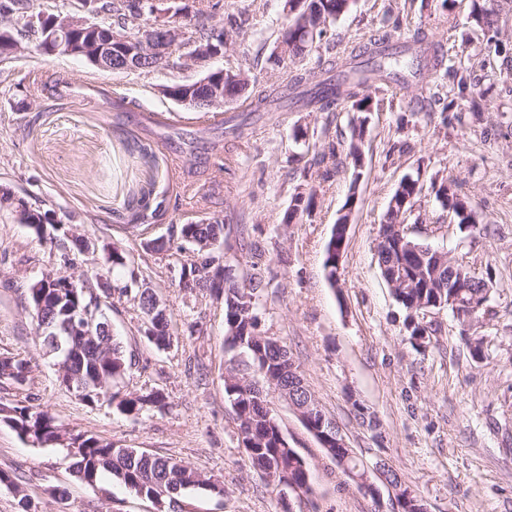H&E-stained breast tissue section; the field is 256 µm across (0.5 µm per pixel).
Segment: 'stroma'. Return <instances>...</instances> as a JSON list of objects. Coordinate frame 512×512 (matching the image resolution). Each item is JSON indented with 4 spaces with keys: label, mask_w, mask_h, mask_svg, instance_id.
Returning <instances> with one entry per match:
<instances>
[{
    "label": "stroma",
    "mask_w": 512,
    "mask_h": 512,
    "mask_svg": "<svg viewBox=\"0 0 512 512\" xmlns=\"http://www.w3.org/2000/svg\"><path fill=\"white\" fill-rule=\"evenodd\" d=\"M472 0H356L330 29L335 52L362 42L384 17L406 38L423 29L453 65L440 95L454 98L461 121L438 125L419 113L411 90L392 84L366 91L374 108L363 146V176L352 182L350 161L317 188L309 213L285 223L294 189L324 143L348 142L350 105L332 112L249 111L237 103L221 112H192L162 96L159 86L191 82L207 72L249 69L263 85H286L268 57L283 23L281 0H224L229 13L249 17L244 35L218 58L150 75L92 69L81 59L41 54L34 46L7 66L0 83V184L29 192L53 208L62 225H77L89 244L74 253V273L95 275L110 247L121 248L130 272L147 275L165 302L174 340L159 348L140 333L141 314L126 297H112V331L132 358L125 391H163L167 405L133 419L103 405L90 409L60 385L27 300V281L59 269V252L14 214L0 210V257H31L14 287H0V353L31 365L28 391L0 383V402L32 395L65 427L129 448L182 460L224 484L186 498L188 512H283L278 489L254 470L237 440L222 373L224 307L204 291L173 282L182 241L177 225L214 214L225 218L224 244L214 255L242 276L258 248L266 288L260 329L279 338L320 405L344 429L351 447L384 457L427 502L429 512H512V8L501 14L502 53L489 54L471 21ZM46 81L29 84L32 72ZM488 112L474 116L471 96ZM421 188L407 214L413 238L446 251L477 272L493 270V316L475 324L486 337L472 357L450 312L437 315L429 345L406 332L405 312L382 280L375 245L382 216L402 180ZM483 219L481 228L448 225L436 191L442 181ZM165 200L146 237L169 239L170 251L140 245L133 225L144 198ZM349 216L335 277L324 266L335 224ZM361 402L375 417L355 418ZM273 407L290 447L307 460L313 493L292 499L293 512H393L343 482L318 441L281 398ZM0 470L18 489L0 486V512H155L151 502L103 475L78 481L61 448H38L0 422Z\"/></svg>",
    "instance_id": "1"
}]
</instances>
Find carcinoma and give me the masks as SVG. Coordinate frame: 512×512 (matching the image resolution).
<instances>
[{
    "mask_svg": "<svg viewBox=\"0 0 512 512\" xmlns=\"http://www.w3.org/2000/svg\"><path fill=\"white\" fill-rule=\"evenodd\" d=\"M354 5V0H305L301 13L281 28L271 50L269 60L286 69L287 87L291 101L316 112H331L339 101H352L358 116L351 120V140L348 156L354 166H359L360 147L370 111L369 97L361 91L375 84L399 83L406 86L423 83L427 75H439L443 57L428 43L425 33L416 31L411 39L401 43L394 40L396 25L383 21V30L369 35L346 54L325 59L317 56L316 67L305 68L303 62L319 51L329 27ZM98 19L71 32L67 45L78 52V58L93 64L90 56L104 45H112V30L138 28L153 13V0H99L94 5ZM224 9V0H191L175 8L170 23L194 28L195 38L187 39L191 47L175 49L156 65L147 64L139 69L151 73L164 67L183 65L182 58L205 48L225 49L224 24L207 26L200 19H213ZM0 64H8L16 57L14 46L18 37L32 36L36 49L49 53L47 26L33 24L32 18L42 13L39 0H9L0 4ZM500 8L495 0H473L471 16L475 25L486 37L487 46L500 53ZM281 53H276L279 45ZM253 93L252 111L266 112L282 99V92L273 87H259L248 79L239 82L224 81V95L236 101ZM338 143L324 145L320 157L315 159L316 178L325 181L331 169L323 167L326 159H340ZM417 181L401 182L396 193L406 200L404 208L387 209L380 224L384 240L376 246L377 264L386 284L393 285L391 293L406 311L405 327L417 331L413 324H421L414 300L431 302L448 299L455 286L463 287L462 299L467 300L483 292L476 283H468L465 268L457 263L436 259L430 246L413 241L419 247V256L411 255L407 243L399 236L398 225L405 223L406 213L413 207V200L420 193ZM316 194V186L295 188L294 205L288 214L293 219L308 210ZM437 197L442 205L454 210L460 206L459 195L452 186L440 185ZM0 198L9 207L21 205L28 212L34 231L43 239L45 232L39 225L54 224L55 211L34 208L24 199H16L11 188H0ZM182 241L194 246L197 254L186 263H180L177 287L193 291L206 289L224 302V345L231 353V366L224 375V393L237 420L238 440L245 444V453L251 465L260 470L273 485L292 481L303 489V495L312 494L311 469L301 470L299 452L285 446L280 438L283 428L272 407L271 388H279L297 406L309 407V423L315 427L329 426L332 418L319 405L307 386L295 383L298 365L288 349L276 337L266 336L260 330L258 306L262 297V280L250 276L249 287L241 288L229 269H224V287L217 286L210 278L208 268L216 261L213 251L200 252L197 242L219 239L224 244V219L211 217L197 224H181L178 228ZM139 276L130 272L129 278L114 284V288H85L81 279L71 275H55L50 280L38 276L27 285L28 298L41 331L46 353L60 364V384L80 381L83 390L79 400L88 408L105 402L116 405L124 415L138 417L152 407L166 405L164 394L151 389L142 393L125 392L122 382L132 362L124 346L112 334L84 336L71 332L67 323L84 314L96 316L102 324L110 323L102 309V299L112 298V293L127 297L137 304L143 314V335L159 348L170 345L169 316L165 304L151 309L152 298H143L135 288ZM29 361L12 354H0V380L10 381L18 389L30 380ZM261 381H256L253 374ZM0 421L13 428L18 436L39 447H61L73 460L75 477L82 483L94 485L104 473H109L136 495L156 505V512H182V498L192 491L224 492L218 482L189 464L173 458L158 457L136 448L117 446L85 432H74L61 424L55 416L32 405L0 403ZM336 470L346 479L350 472L363 470V453L355 448L339 452L336 448L324 449Z\"/></svg>",
    "mask_w": 512,
    "mask_h": 512,
    "instance_id": "1",
    "label": "carcinoma"
}]
</instances>
